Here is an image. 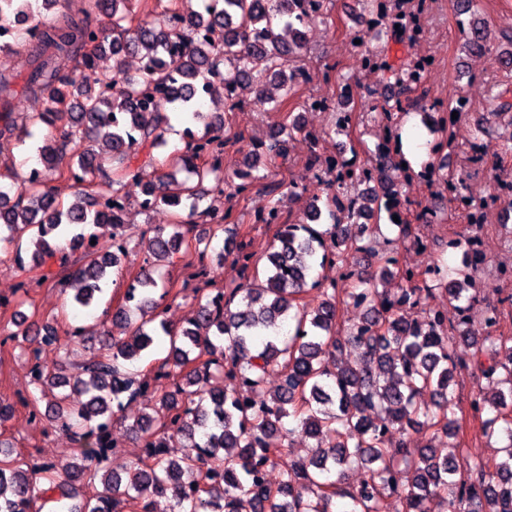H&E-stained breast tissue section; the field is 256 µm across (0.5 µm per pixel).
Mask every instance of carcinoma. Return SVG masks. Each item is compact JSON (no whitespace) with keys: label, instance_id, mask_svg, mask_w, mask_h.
Instances as JSON below:
<instances>
[{"label":"carcinoma","instance_id":"obj_1","mask_svg":"<svg viewBox=\"0 0 512 512\" xmlns=\"http://www.w3.org/2000/svg\"><path fill=\"white\" fill-rule=\"evenodd\" d=\"M67 2L0 0V27L18 19L28 26L11 43L0 44V56L18 44L33 48V65L23 79L0 66V152L13 141L33 138L35 127L58 124L61 135L43 138L37 161L78 186L67 204L44 183L0 191V242L16 245V264L39 284L51 281L65 292L67 279L57 278V272L73 268L81 287L72 304L89 312L110 277L123 280L129 274L128 254H146V266L134 277L139 283L135 304L126 294L115 308L102 311L96 334L86 336L81 328L77 341L97 348L79 362H72L71 350L60 344L58 328L40 329L21 312L13 317L17 331L10 338L32 335L40 344L57 345L59 371L42 367L29 374L40 393L31 408L67 435L74 448L72 465L60 472L49 462L31 466L0 442V512L46 507L49 512H123L129 498L139 500L141 512H151L152 498L166 495L171 512H389L393 496L401 512H512V336L501 331V311L489 317L473 304L479 267L470 255L482 242L481 222H472V229L451 241L461 262L446 275L433 258L435 249L419 233L423 224L446 221L445 209L415 206L402 191L391 196L383 185L360 190L349 175L353 166L388 176L402 169L407 159L394 154L393 140L401 138L404 118L412 111L450 112L460 96L455 92L446 105L427 103L419 90L428 62L408 56L390 60V45L409 46L424 31L422 0H358L363 13L378 4L385 14L383 28L352 29L349 37L362 47L383 42L367 56L387 75L390 93L371 100L368 110L386 135L366 160L354 146L349 158L324 160L318 139L311 138L305 166L319 171L326 200L321 206L312 200L305 218L294 222L299 232L288 236L281 231L288 221L275 199L298 184L275 179L273 169L288 157L295 135L304 133L287 114L300 85V71L290 62L306 46L304 29L294 27L291 17L296 0H224L218 7L208 0L202 12L166 7L133 28L123 25L133 0H87L81 18L64 10ZM201 28L209 32L205 42L195 37ZM459 35L466 53L492 56L512 72V34L505 36L504 49L482 19L468 21ZM108 53L116 74L105 85L91 71L98 56ZM58 54L74 59V71L52 65ZM126 57L143 66L128 73L122 69ZM227 58L235 61L230 75L222 69ZM228 81L254 88L259 105L286 113L262 141V175L254 153L244 152L242 134L224 131L214 114L201 111L199 86L215 97ZM28 96L42 97L45 108L19 129L12 114L16 101ZM344 102L338 98L343 117L334 125L347 135L358 117L344 110ZM165 107L192 114L203 125L202 135L182 149H169ZM480 108L489 119L478 129L485 140L469 143L470 164L450 171L439 157L461 148L452 121L428 130L434 147L420 170L409 174L430 176L432 195H446L451 204L466 181L484 171L493 200L512 212V170L502 168L512 157V141L495 140L498 123L512 125V86L490 83ZM483 150L496 159L489 169L481 165ZM230 153L242 159L225 169ZM181 172L187 173L183 180L177 178ZM209 177L215 181L209 193L191 184ZM130 179L144 183L154 206L184 205L188 217L132 247L82 250L84 240L99 239L94 229L101 226H111L112 238L120 237V192ZM224 183L238 196L257 186L269 198L270 206L258 217V223L276 227L264 277L224 290L220 302L211 290L198 294L187 327L159 328V301L178 298L167 272L175 260L187 259L185 269L209 255L220 262L230 256L244 269L259 264L246 243L224 237L232 219ZM384 213L399 214L402 237L427 254L435 277L374 249ZM322 220L325 229L311 226ZM25 236L28 262L18 245ZM360 258L375 261L376 269L370 283L345 289V301L365 311L357 322L342 321L336 283L311 282L310 274L327 263L352 269ZM310 286L321 289L313 307L303 301ZM436 295L461 313L456 324L435 313L429 298ZM475 321L485 325V335H472L469 326ZM268 329L284 333L268 336ZM160 331L168 338V355L156 368L135 369ZM458 345L472 349L488 379V386L471 396L469 411L481 422L487 443L497 448L491 459L457 443L443 456L432 444L455 439L460 430L450 390ZM348 346L358 353L353 363L344 359ZM272 371L280 383L263 395ZM151 373L169 379L171 390L130 425L144 455L123 473L114 472L106 467L110 431L124 400L142 395ZM415 426L430 433L431 441L414 446L409 429ZM391 431L400 438L389 447L385 435ZM296 435L311 441L301 458L291 455ZM178 437L191 441L196 455L171 458L168 442ZM274 465L281 467L280 481H263L262 469Z\"/></svg>","mask_w":512,"mask_h":512}]
</instances>
